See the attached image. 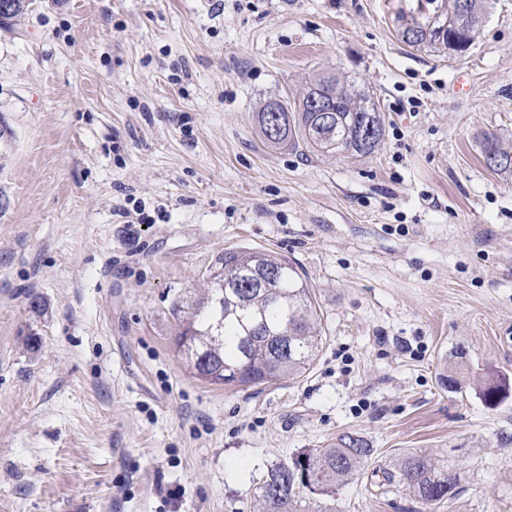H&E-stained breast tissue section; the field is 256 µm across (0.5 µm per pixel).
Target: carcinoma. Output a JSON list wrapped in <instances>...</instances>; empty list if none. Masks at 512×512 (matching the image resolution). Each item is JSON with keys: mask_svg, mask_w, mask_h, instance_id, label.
Returning a JSON list of instances; mask_svg holds the SVG:
<instances>
[{"mask_svg": "<svg viewBox=\"0 0 512 512\" xmlns=\"http://www.w3.org/2000/svg\"><path fill=\"white\" fill-rule=\"evenodd\" d=\"M431 6L423 21L403 26L401 36L411 46L430 45L443 51L464 52L486 8V0H426ZM322 98L332 112L329 121L312 111ZM365 91L334 73H320L291 100H266L256 119L265 142L289 146L308 156L325 153L367 155L383 140L381 112ZM483 158L490 170L512 175V151L485 136ZM274 272L279 279L270 288L258 275ZM207 293L188 304L186 320L175 347L186 369L196 378L220 387H254L284 376L300 377L316 360L322 340L321 317L312 289L288 257L264 250H224L205 275ZM461 365L451 362L440 374L441 384L461 388ZM484 401L496 404L505 386L490 376L475 379ZM375 449L363 437L346 432L322 448L303 449L267 470L260 486L263 512H305L302 503L335 499L347 481L365 472ZM383 482L398 483L427 506L454 501L459 480L448 460L422 450L395 456L392 467L381 470Z\"/></svg>", "mask_w": 512, "mask_h": 512, "instance_id": "1", "label": "carcinoma"}]
</instances>
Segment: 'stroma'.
<instances>
[{
    "instance_id": "35a3bbf8",
    "label": "stroma",
    "mask_w": 512,
    "mask_h": 512,
    "mask_svg": "<svg viewBox=\"0 0 512 512\" xmlns=\"http://www.w3.org/2000/svg\"><path fill=\"white\" fill-rule=\"evenodd\" d=\"M419 16L29 0L0 29V512H258L271 464L344 432L376 468L447 458L461 494L429 507L365 476L338 512H512V176L482 157L488 133L512 148V0L462 54L403 42ZM321 72L383 113L372 154L265 144L260 103ZM233 247L287 255L312 288L303 377L224 389L184 369L173 306ZM458 350L504 400L441 385Z\"/></svg>"
}]
</instances>
